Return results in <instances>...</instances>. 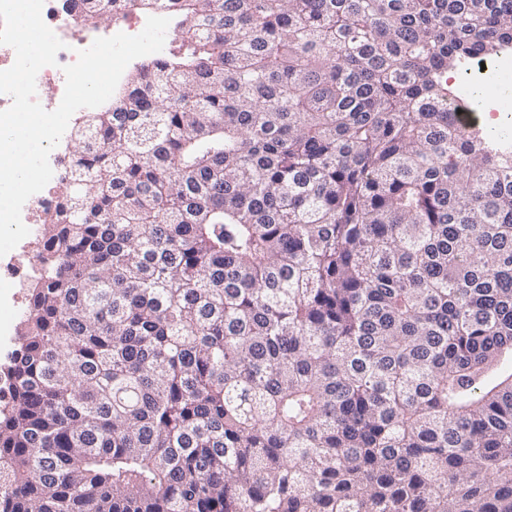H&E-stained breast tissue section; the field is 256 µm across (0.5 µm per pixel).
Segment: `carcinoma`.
Returning a JSON list of instances; mask_svg holds the SVG:
<instances>
[{
  "instance_id": "carcinoma-1",
  "label": "carcinoma",
  "mask_w": 512,
  "mask_h": 512,
  "mask_svg": "<svg viewBox=\"0 0 512 512\" xmlns=\"http://www.w3.org/2000/svg\"><path fill=\"white\" fill-rule=\"evenodd\" d=\"M184 50L68 138L0 364V512H512V0H75ZM481 63H485V70H481ZM454 85L455 94L448 100V111L454 113L459 125H481L478 114L489 112L496 122L483 125L485 132L512 148V45L505 46L492 59L473 57L466 60ZM504 119L509 122H502Z\"/></svg>"
}]
</instances>
